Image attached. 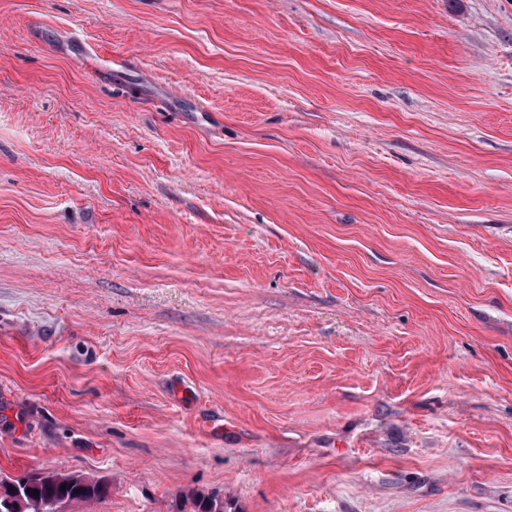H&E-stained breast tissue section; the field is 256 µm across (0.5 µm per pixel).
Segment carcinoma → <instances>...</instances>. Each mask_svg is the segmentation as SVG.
Returning a JSON list of instances; mask_svg holds the SVG:
<instances>
[{"instance_id":"1","label":"carcinoma","mask_w":512,"mask_h":512,"mask_svg":"<svg viewBox=\"0 0 512 512\" xmlns=\"http://www.w3.org/2000/svg\"><path fill=\"white\" fill-rule=\"evenodd\" d=\"M38 490L35 496L32 490ZM109 493L107 483L76 474L34 475L26 482L0 476V512H59L69 503L102 500ZM190 512H227L224 498L192 490L185 495Z\"/></svg>"}]
</instances>
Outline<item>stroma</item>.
Segmentation results:
<instances>
[{
    "instance_id": "35a3bbf8",
    "label": "stroma",
    "mask_w": 512,
    "mask_h": 512,
    "mask_svg": "<svg viewBox=\"0 0 512 512\" xmlns=\"http://www.w3.org/2000/svg\"><path fill=\"white\" fill-rule=\"evenodd\" d=\"M61 512H512V0H0V471ZM62 484H65V491H62ZM34 489L39 491V496L33 495ZM108 493L107 483L76 474L34 475L24 483L0 475V512H59L60 505L102 500ZM12 496L23 501L24 509L17 500L8 501ZM186 501H190L191 510L189 512H231L227 511L224 503V497L219 494L191 490L185 495Z\"/></svg>"
}]
</instances>
